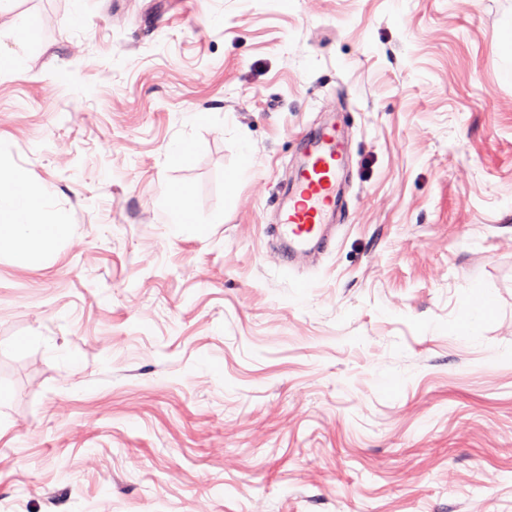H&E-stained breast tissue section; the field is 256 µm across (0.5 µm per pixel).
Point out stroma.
<instances>
[{
	"mask_svg": "<svg viewBox=\"0 0 512 512\" xmlns=\"http://www.w3.org/2000/svg\"><path fill=\"white\" fill-rule=\"evenodd\" d=\"M0 9V172L64 227L0 248V512H512V0ZM336 117L346 219L291 265ZM345 143L335 124H326L310 143L309 152L296 169L286 206L279 207L274 234L285 261L321 247L326 230L336 223L340 211V174Z\"/></svg>",
	"mask_w": 512,
	"mask_h": 512,
	"instance_id": "1",
	"label": "stroma"
}]
</instances>
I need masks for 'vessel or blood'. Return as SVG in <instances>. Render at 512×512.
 <instances>
[{"instance_id":"1","label":"vessel or blood","mask_w":512,"mask_h":512,"mask_svg":"<svg viewBox=\"0 0 512 512\" xmlns=\"http://www.w3.org/2000/svg\"><path fill=\"white\" fill-rule=\"evenodd\" d=\"M344 153L343 136L332 124L324 125L310 143L285 194L286 203L279 208L274 228L284 260H293L325 243L326 230L340 211L339 180Z\"/></svg>"}]
</instances>
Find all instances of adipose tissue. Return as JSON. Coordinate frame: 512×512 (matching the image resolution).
I'll return each mask as SVG.
<instances>
[{
    "label": "adipose tissue",
    "mask_w": 512,
    "mask_h": 512,
    "mask_svg": "<svg viewBox=\"0 0 512 512\" xmlns=\"http://www.w3.org/2000/svg\"><path fill=\"white\" fill-rule=\"evenodd\" d=\"M61 232L45 211V193L24 172L0 175V246L36 258L48 251Z\"/></svg>",
    "instance_id": "1"
}]
</instances>
